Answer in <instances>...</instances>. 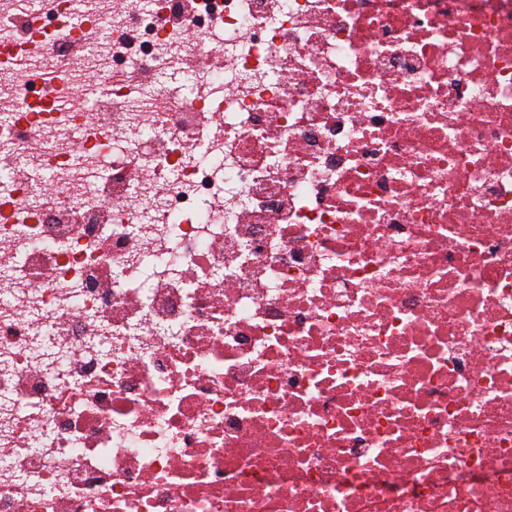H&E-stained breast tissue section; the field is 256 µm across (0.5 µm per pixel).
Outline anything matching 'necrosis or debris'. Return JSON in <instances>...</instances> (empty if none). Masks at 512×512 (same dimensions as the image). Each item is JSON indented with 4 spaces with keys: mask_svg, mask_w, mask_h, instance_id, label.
<instances>
[{
    "mask_svg": "<svg viewBox=\"0 0 512 512\" xmlns=\"http://www.w3.org/2000/svg\"><path fill=\"white\" fill-rule=\"evenodd\" d=\"M0 114V512H512V0H0Z\"/></svg>",
    "mask_w": 512,
    "mask_h": 512,
    "instance_id": "4bbe7bcc",
    "label": "necrosis or debris"
}]
</instances>
